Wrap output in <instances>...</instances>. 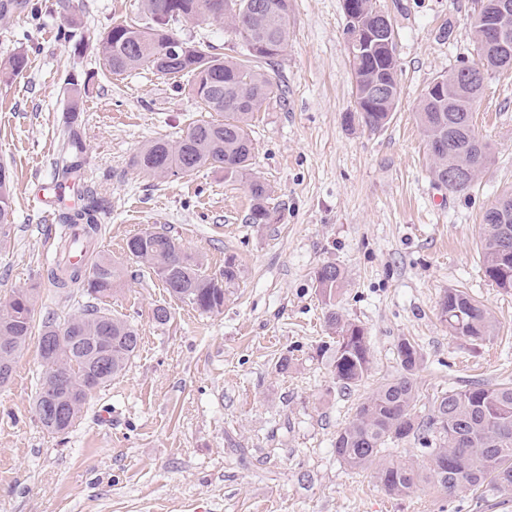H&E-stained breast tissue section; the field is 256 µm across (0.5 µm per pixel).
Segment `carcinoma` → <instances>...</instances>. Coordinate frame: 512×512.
I'll return each instance as SVG.
<instances>
[{
  "label": "carcinoma",
  "mask_w": 512,
  "mask_h": 512,
  "mask_svg": "<svg viewBox=\"0 0 512 512\" xmlns=\"http://www.w3.org/2000/svg\"><path fill=\"white\" fill-rule=\"evenodd\" d=\"M365 4L359 11L362 23L373 26L381 9L377 0H355ZM290 0H140L141 20L118 23L95 37L93 48L103 64L115 75L147 67L171 79H185L207 112L215 117L190 125L176 141L158 139L146 144L136 156V166L154 179L184 178L204 167L224 172V179L246 183L252 205L251 224H269L270 190L251 173L253 143L248 129L254 113L271 101L282 98L283 88L268 74L288 43ZM38 15L31 0H0V20L14 15ZM187 21L224 24L239 38V55L219 56L212 46L180 35L179 25ZM57 39L82 53L85 36L72 23H62ZM354 72L355 101L362 111L348 115L347 123L358 121L369 131H381L393 120L400 98L395 62L385 53L357 47L350 50ZM26 56L10 55L0 62V82L17 78L25 69ZM456 70L441 77V94L427 87L419 105V121L427 143L438 148L428 150L429 171L434 182L457 194L469 189L490 162V148L473 129L460 123L465 111L464 99L451 81ZM91 77L69 82L71 105L67 117V148L74 158L85 151L75 131L80 116L79 99L89 95ZM465 169L466 178L448 182V170ZM496 205L503 207L508 223L483 217L481 253L485 277L503 290H512V251L504 253L503 239L512 241V192L502 195ZM95 206L75 215L82 222L86 244H91L98 229ZM14 224L13 175L0 165V247L7 245ZM126 253L148 266L162 280L170 296L203 313H218L224 308L228 289L241 277L236 256L224 257V268L207 274L200 258L187 254L164 232L136 234L126 242ZM122 277V268L112 259L100 256L87 269L67 266L62 275L51 273L60 288L79 284L84 293L96 300L112 295ZM325 304L327 322L336 328V345L329 360L336 382L343 388L358 385L370 369L369 342L363 327L342 320L335 303L343 273L332 263L321 265L314 274ZM36 293H14L0 313V354H19L31 339L34 329ZM441 317L450 332L473 342L489 339L496 324L489 311L467 292L450 288L440 304ZM69 326L67 336H78L76 343L57 345L51 362L97 363L104 351L96 337L111 336L112 357L99 374L97 386L119 375L140 344L137 325L114 317L94 305L69 315L63 321L42 323L39 336H56ZM402 372L377 387L357 407L354 418L337 434L338 459L353 470L375 467V479L390 497H404L426 480L453 495L462 487L479 490L486 484L503 496L512 495V384L492 386L475 384L435 397L426 419L416 421L414 410L418 391L413 374L420 352L407 338L396 346ZM41 425L52 434H66L71 421L58 423L36 411ZM416 434L424 444L426 473L411 465L387 461L383 453L389 444Z\"/></svg>",
  "instance_id": "1"
}]
</instances>
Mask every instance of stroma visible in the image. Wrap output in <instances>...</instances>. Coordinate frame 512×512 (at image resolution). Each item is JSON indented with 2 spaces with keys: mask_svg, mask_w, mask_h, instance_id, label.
<instances>
[{
  "mask_svg": "<svg viewBox=\"0 0 512 512\" xmlns=\"http://www.w3.org/2000/svg\"><path fill=\"white\" fill-rule=\"evenodd\" d=\"M36 2L39 20L0 23V55L29 57L22 75L0 84V164L13 172L15 210L0 249V302L36 289L38 325L87 304L82 292L54 287L47 269L69 232L65 214L92 197L101 210L89 256L125 270L99 305L134 321L141 341L64 435L35 414L44 368L29 341L0 387V512H512V497L488 488L451 497L423 483L389 497L372 470H351L334 452L358 404L399 375L400 339L421 353L416 418L442 392L512 383V291L485 278L479 248L485 210L512 190V69L489 76L473 114L491 162L467 193L433 183L417 116L429 83L473 56L471 0H378L397 31L400 101L376 133L343 120L355 101L341 0H291L288 47L273 73L285 94L251 127L253 173L271 190L269 224L248 222L246 184L216 170L144 176L132 163L138 150L179 137L207 112L153 70L116 76L94 53L75 56L56 38V0ZM74 3L89 37L137 15V0ZM84 72L95 75L78 126L87 153L74 189L48 214L36 196L51 192L62 157L64 78ZM144 231L172 236L210 274L236 256L242 276L222 312L171 297L129 259L127 239ZM325 263L344 273L337 311L369 338L371 369L348 390L319 355L333 334L314 282ZM451 288L490 310V340L451 336L440 317ZM159 305L167 324L153 318Z\"/></svg>",
  "mask_w": 512,
  "mask_h": 512,
  "instance_id": "stroma-1",
  "label": "stroma"
}]
</instances>
